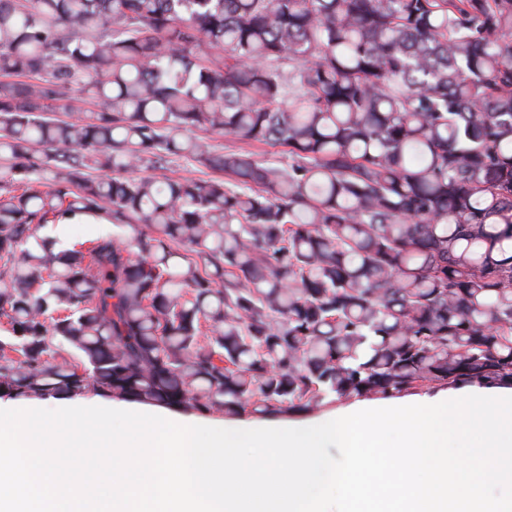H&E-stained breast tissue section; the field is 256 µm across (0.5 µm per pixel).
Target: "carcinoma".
I'll return each instance as SVG.
<instances>
[{
	"instance_id": "carcinoma-1",
	"label": "carcinoma",
	"mask_w": 512,
	"mask_h": 512,
	"mask_svg": "<svg viewBox=\"0 0 512 512\" xmlns=\"http://www.w3.org/2000/svg\"><path fill=\"white\" fill-rule=\"evenodd\" d=\"M0 281V398L512 387V0H0ZM203 173H208L213 175L211 170L206 167L200 165L199 163L194 162H186L182 159H174V162L166 169V170H145L141 173V175H151L155 176L157 180L164 181L165 177L170 179H178L186 176H203ZM93 221L97 224L79 223V222H90ZM78 223V224H73ZM106 218H100L90 215H79L69 220L61 222L60 224H67V232L63 234L67 238V243L63 247H70L72 244L77 242H85L90 239H95L101 235H104L109 231L112 234V224ZM62 229V230H63Z\"/></svg>"
}]
</instances>
